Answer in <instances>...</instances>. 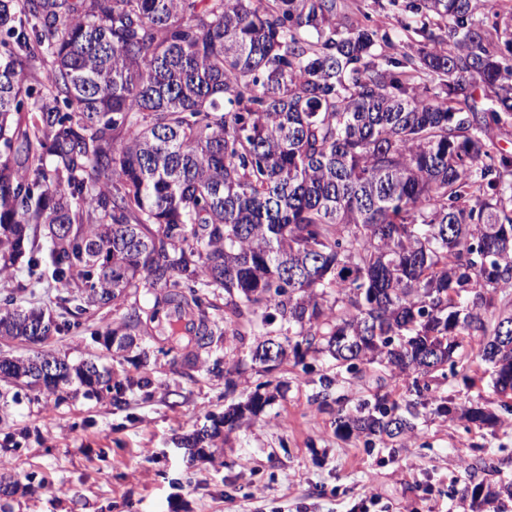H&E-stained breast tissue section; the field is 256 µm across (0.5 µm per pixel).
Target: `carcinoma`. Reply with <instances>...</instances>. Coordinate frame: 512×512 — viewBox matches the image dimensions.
Returning a JSON list of instances; mask_svg holds the SVG:
<instances>
[{
    "label": "carcinoma",
    "instance_id": "cac0c4a2",
    "mask_svg": "<svg viewBox=\"0 0 512 512\" xmlns=\"http://www.w3.org/2000/svg\"><path fill=\"white\" fill-rule=\"evenodd\" d=\"M483 5L408 0L412 52L343 0H0V276L26 257L73 317L159 290L105 329L108 350L179 308L200 327L189 369L247 326L260 365L268 345L296 365L327 355L319 409L393 452L427 415L454 420L436 384L471 369L475 340L512 412V155L494 137L512 125V4L486 20ZM202 288L224 290V318ZM277 320L284 343L260 332ZM64 327L9 297L0 340L34 351L0 352V381L55 395L76 380L116 404L151 385L45 349ZM49 358L59 381L33 373ZM386 371L408 396L375 391L354 413L333 396ZM262 387L222 424L262 412ZM462 418L500 422L479 405Z\"/></svg>",
    "mask_w": 512,
    "mask_h": 512
}]
</instances>
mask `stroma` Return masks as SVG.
<instances>
[{
  "label": "stroma",
  "mask_w": 512,
  "mask_h": 512,
  "mask_svg": "<svg viewBox=\"0 0 512 512\" xmlns=\"http://www.w3.org/2000/svg\"><path fill=\"white\" fill-rule=\"evenodd\" d=\"M344 2L353 23L378 27L396 43L413 39L397 9ZM28 281L18 260L0 280V299L11 294L26 307L54 308L55 286L20 292ZM153 302V291L139 289L54 337L57 354L98 359L119 376H148L152 386L121 404L81 394L59 403L30 391L10 405L0 417V450L14 449L22 487L7 499L8 512H461L464 488L512 480V414L484 429L430 416L392 455L368 447L366 436L338 433L333 415L313 402L327 371L322 359L310 355L304 365L288 362L264 376L248 337L231 378L211 374L208 356L188 376L180 350L160 339L119 353L94 341V332ZM490 373L485 363L473 380L452 375L440 389L454 404L494 408ZM262 382L274 400L261 414L204 448L184 447V437L211 426Z\"/></svg>",
  "instance_id": "1"
}]
</instances>
